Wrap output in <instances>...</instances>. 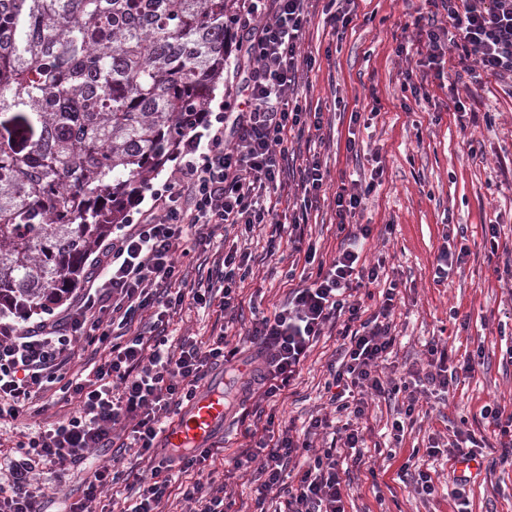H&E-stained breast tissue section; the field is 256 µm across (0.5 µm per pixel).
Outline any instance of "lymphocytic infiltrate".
<instances>
[{
	"mask_svg": "<svg viewBox=\"0 0 512 512\" xmlns=\"http://www.w3.org/2000/svg\"><path fill=\"white\" fill-rule=\"evenodd\" d=\"M314 0H243L235 24L246 34L248 64L214 118L188 138L173 174L153 189L149 207L131 201L136 213L112 238L96 247L95 271L87 288L52 319L17 328L0 326V417L26 416L44 383L61 381L76 403L74 414L60 417L51 429L30 438L23 457L11 461L7 484H0V512H43L44 491L31 479L36 469L82 464L97 448H110L124 434L145 463L137 475V497L126 512H166L173 493L200 505L201 512H229L220 480L224 454L218 448L172 457L161 448L172 415L187 407L218 367L232 362L238 347L226 334L201 340L180 337L169 344L162 330L185 302L205 304L200 289L185 287L177 264L188 251L187 235L211 246L216 228L272 224L288 228L294 252L314 264L316 247L304 246L297 230L318 209L328 186V172L317 155L298 168L289 141L306 129H321V113H310L294 100L303 72L316 58L302 49ZM433 8L420 25L419 45L429 63L457 51L461 62L482 71L476 87L494 80L512 94V0H427ZM382 169L369 182L350 181L335 193L336 223L346 228L379 185ZM294 177L299 203L296 216L279 214L272 192ZM246 255L231 250L213 261L211 279L221 286L224 310H239L238 290L250 276ZM379 266L361 265L352 243L340 244L326 269L301 276L288 301L267 315L255 316L245 335L256 344V363L246 392L277 400L290 389L327 324L342 323L343 360L331 370L325 387L337 412L365 413L366 396L404 395L405 418L416 398L407 382L385 377L381 363L395 338L389 317L394 288H379L374 307L353 300L355 285H377ZM150 313L148 325L135 327L138 315ZM102 357L89 373L71 371L86 347ZM262 455L263 482L257 505L268 496L281 498L282 512H346L351 492L343 477L346 462L360 464L366 445L359 429L346 433L342 449L313 451L309 441L273 421L246 429ZM294 471L296 484L284 481Z\"/></svg>",
	"mask_w": 512,
	"mask_h": 512,
	"instance_id": "f902f5d3",
	"label": "lymphocytic infiltrate"
}]
</instances>
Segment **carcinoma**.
<instances>
[{
  "label": "carcinoma",
  "mask_w": 512,
  "mask_h": 512,
  "mask_svg": "<svg viewBox=\"0 0 512 512\" xmlns=\"http://www.w3.org/2000/svg\"><path fill=\"white\" fill-rule=\"evenodd\" d=\"M236 0H0V314L75 288L205 115Z\"/></svg>",
  "instance_id": "cac0c4a2"
}]
</instances>
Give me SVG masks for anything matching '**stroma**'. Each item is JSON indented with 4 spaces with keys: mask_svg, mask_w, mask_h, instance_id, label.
<instances>
[{
    "mask_svg": "<svg viewBox=\"0 0 512 512\" xmlns=\"http://www.w3.org/2000/svg\"><path fill=\"white\" fill-rule=\"evenodd\" d=\"M425 0H355L352 21L343 37H336L322 14H315L306 32L304 51L317 63L304 73L297 89L301 104L323 115L320 138L314 144L330 171V186L356 174L368 178L383 166V184L364 202L362 223L371 227L365 245L368 262H383V283H395L393 310L396 340L385 372L394 378L424 379L429 370L427 350L438 344L448 352V363L462 365L480 356L475 371L460 374L449 395L420 394L412 422L406 423L402 441L388 430L403 410L400 402H370L362 424L369 443L375 444L372 470L351 469L352 490L346 512H456L457 484L446 457L432 463L435 491L417 494L412 483L400 481V465L415 448H426L431 439L445 437L459 428L475 436L493 438L494 427L483 419L484 406L512 412V363L502 358L501 332H512L503 307L512 302V279L500 272L512 261V96L495 83L462 95L465 113L454 110L447 79H430L428 101L416 102L406 82L407 71L421 73L419 55L397 56L399 44L413 42L417 31L410 23L427 12ZM378 116H371L372 107ZM361 112L351 124L352 112ZM356 136L357 153L346 149L348 136ZM459 225L463 235H452L449 225ZM500 227L498 251H490L483 225ZM301 230L318 253L334 254L341 236L333 203L311 213ZM271 227L243 226L214 240V250H192L178 269L187 287L204 288L215 249L238 248L252 255L254 276L239 293L247 306L242 317L230 320L219 300L201 308L184 305L171 321L169 340L196 335L205 340L221 332L241 334L252 318V307L272 311L288 296L287 273L297 254L281 247L268 254ZM467 247L464 264L454 266L447 280L433 279L442 249ZM342 343L336 331L321 337L306 359L287 398L257 404L256 400L231 406L218 446L241 452L249 441L244 430L253 424L256 406L274 416L276 424L308 427L314 418L333 417L324 390L328 366L339 357ZM44 411L10 424L0 420V464L18 458L27 434L46 429L58 415L75 411L58 384H51L36 400ZM116 470L141 471L134 452L114 454L104 448L89 461L56 473H44L46 512H61L65 493L79 491L100 465ZM469 512H512V465L502 463L500 450L488 452L481 473L468 486Z\"/></svg>",
    "mask_w": 512,
    "mask_h": 512,
    "instance_id": "obj_1",
    "label": "stroma"
}]
</instances>
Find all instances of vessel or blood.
<instances>
[{
  "label": "vessel or blood",
  "mask_w": 512,
  "mask_h": 512,
  "mask_svg": "<svg viewBox=\"0 0 512 512\" xmlns=\"http://www.w3.org/2000/svg\"><path fill=\"white\" fill-rule=\"evenodd\" d=\"M230 386V380L225 379L213 390L196 396L184 414L165 432L170 450L182 453L215 443L224 430V416L227 412L224 393Z\"/></svg>",
  "instance_id": "vessel-or-blood-1"
}]
</instances>
